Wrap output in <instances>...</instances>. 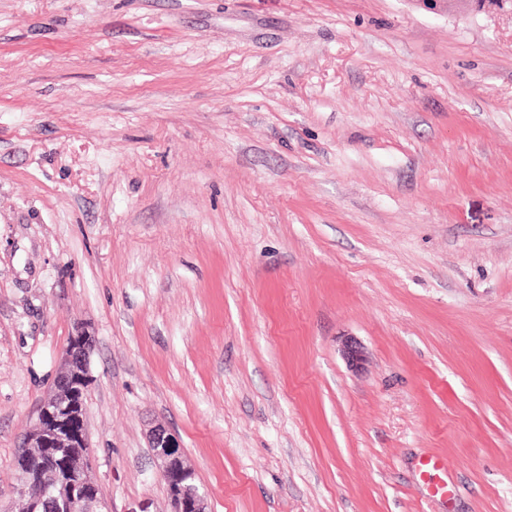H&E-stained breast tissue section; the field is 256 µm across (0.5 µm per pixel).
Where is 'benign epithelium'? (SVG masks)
<instances>
[{
  "instance_id": "1",
  "label": "benign epithelium",
  "mask_w": 512,
  "mask_h": 512,
  "mask_svg": "<svg viewBox=\"0 0 512 512\" xmlns=\"http://www.w3.org/2000/svg\"><path fill=\"white\" fill-rule=\"evenodd\" d=\"M91 344L85 331L78 340L67 345L61 356L60 372L48 397L42 402L37 416L19 446V450L36 465L35 479L25 476L18 481L17 498L26 500L32 512L44 503L72 505V512H99L102 504L99 484L90 459L72 451L66 465L80 478V486L63 480L57 457L49 448H71L73 443L61 438L59 427L67 420L65 412L76 407L79 394L77 381L89 370ZM148 443L158 463V476L164 483L176 486L169 496V512H209L206 493L194 482V470L180 451L177 434L156 424L150 427Z\"/></svg>"
}]
</instances>
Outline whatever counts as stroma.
Wrapping results in <instances>:
<instances>
[{
  "label": "stroma",
  "instance_id": "35a3bbf8",
  "mask_svg": "<svg viewBox=\"0 0 512 512\" xmlns=\"http://www.w3.org/2000/svg\"><path fill=\"white\" fill-rule=\"evenodd\" d=\"M81 328L109 512H512V11L0 0L1 505ZM148 443L153 457L158 463V476L168 485H176V490L166 486L169 496V512H209L206 493L194 482V470L187 464L180 451L177 434L160 424L150 427ZM447 471L448 465L444 458L430 457L421 464L420 478L435 495H445L448 493V483L444 478Z\"/></svg>",
  "mask_w": 512,
  "mask_h": 512
}]
</instances>
